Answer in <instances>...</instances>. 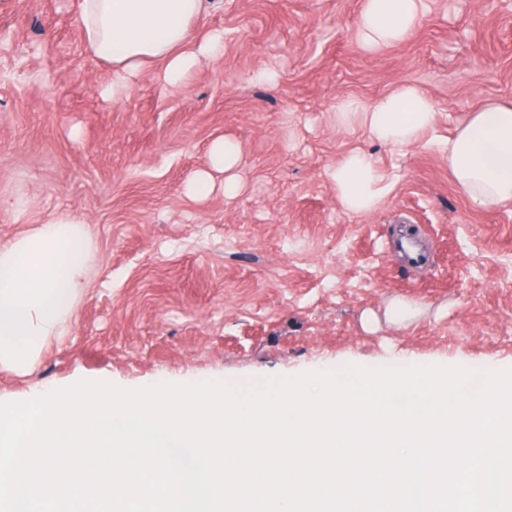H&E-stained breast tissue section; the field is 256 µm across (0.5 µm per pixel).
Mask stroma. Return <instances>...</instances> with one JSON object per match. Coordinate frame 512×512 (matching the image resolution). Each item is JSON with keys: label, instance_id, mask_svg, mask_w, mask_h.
<instances>
[{"label": "stroma", "instance_id": "obj_1", "mask_svg": "<svg viewBox=\"0 0 512 512\" xmlns=\"http://www.w3.org/2000/svg\"><path fill=\"white\" fill-rule=\"evenodd\" d=\"M80 0H0V245L60 212L87 222L98 273L33 370L0 368V401L104 377L123 388L366 367H512V203L460 194L443 147L470 107L512 99V6L426 0L403 42H356L363 0H219L191 25L224 35L184 85L158 70L112 98L82 40ZM403 84L436 106L421 142L344 128L348 99ZM239 142L242 189L189 183ZM360 150L388 175L378 210L345 212L330 174ZM412 225L426 264L397 238ZM421 306L398 324L393 300Z\"/></svg>", "mask_w": 512, "mask_h": 512}]
</instances>
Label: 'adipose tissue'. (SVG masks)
<instances>
[{
  "label": "adipose tissue",
  "instance_id": "obj_1",
  "mask_svg": "<svg viewBox=\"0 0 512 512\" xmlns=\"http://www.w3.org/2000/svg\"><path fill=\"white\" fill-rule=\"evenodd\" d=\"M211 0H80L85 47L108 59L113 96L126 91L128 74L158 65L164 80L181 82L201 57L221 54L224 36L210 34L199 47L188 39L191 22ZM423 0H366L358 35L373 50L401 42L420 21ZM337 124L363 126L372 137L394 145L420 142L436 122L433 101L405 84L370 102L349 100ZM448 168L475 205L512 202V99H483L448 139ZM345 212L368 213L381 203L385 176L366 155L350 152L332 175ZM97 263L85 223L61 212L11 243L0 246V366L27 368L44 341L58 335L76 313Z\"/></svg>",
  "mask_w": 512,
  "mask_h": 512
}]
</instances>
